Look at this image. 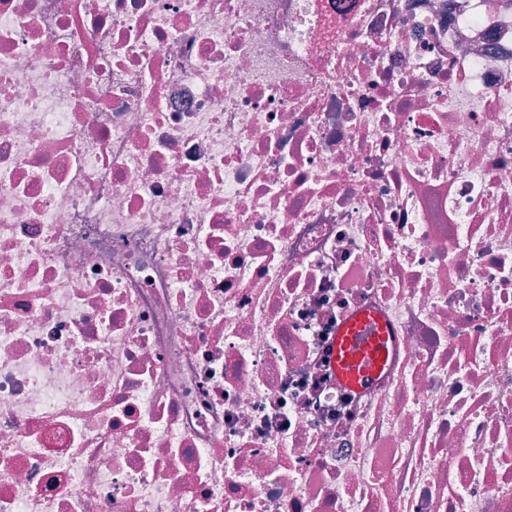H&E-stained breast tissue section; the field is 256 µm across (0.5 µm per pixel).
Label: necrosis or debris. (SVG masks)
<instances>
[{
    "label": "necrosis or debris",
    "mask_w": 512,
    "mask_h": 512,
    "mask_svg": "<svg viewBox=\"0 0 512 512\" xmlns=\"http://www.w3.org/2000/svg\"><path fill=\"white\" fill-rule=\"evenodd\" d=\"M0 512H512V0H0ZM393 346V337L384 320L371 313L353 315L333 342L336 381L352 389H367L386 367Z\"/></svg>",
    "instance_id": "necrosis-or-debris-1"
}]
</instances>
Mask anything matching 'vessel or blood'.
<instances>
[{"label": "vessel or blood", "mask_w": 512, "mask_h": 512, "mask_svg": "<svg viewBox=\"0 0 512 512\" xmlns=\"http://www.w3.org/2000/svg\"><path fill=\"white\" fill-rule=\"evenodd\" d=\"M393 346L384 320L371 313L353 315L340 328L332 346L337 382L356 390L367 389L378 380Z\"/></svg>", "instance_id": "vessel-or-blood-1"}]
</instances>
